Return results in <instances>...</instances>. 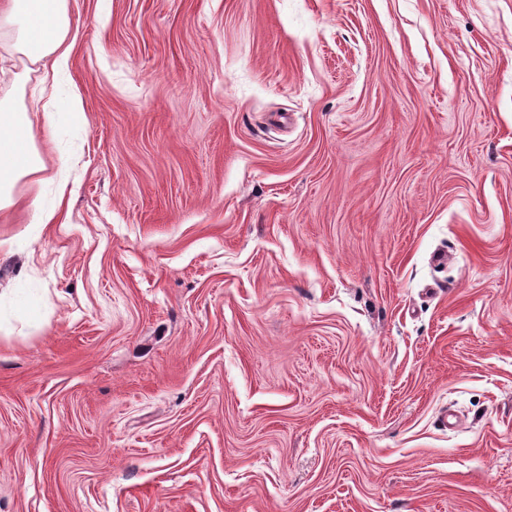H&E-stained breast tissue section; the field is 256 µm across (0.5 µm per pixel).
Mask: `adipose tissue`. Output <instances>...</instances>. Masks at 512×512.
<instances>
[{
	"label": "adipose tissue",
	"instance_id": "1",
	"mask_svg": "<svg viewBox=\"0 0 512 512\" xmlns=\"http://www.w3.org/2000/svg\"><path fill=\"white\" fill-rule=\"evenodd\" d=\"M71 28L68 0H0V39L10 56L41 68L44 87L56 88L68 66ZM42 168L24 107L0 98V219L15 204V186Z\"/></svg>",
	"mask_w": 512,
	"mask_h": 512
}]
</instances>
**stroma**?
Masks as SVG:
<instances>
[{
    "instance_id": "35a3bbf8",
    "label": "stroma",
    "mask_w": 512,
    "mask_h": 512,
    "mask_svg": "<svg viewBox=\"0 0 512 512\" xmlns=\"http://www.w3.org/2000/svg\"><path fill=\"white\" fill-rule=\"evenodd\" d=\"M69 9L0 512H512V0Z\"/></svg>"
}]
</instances>
